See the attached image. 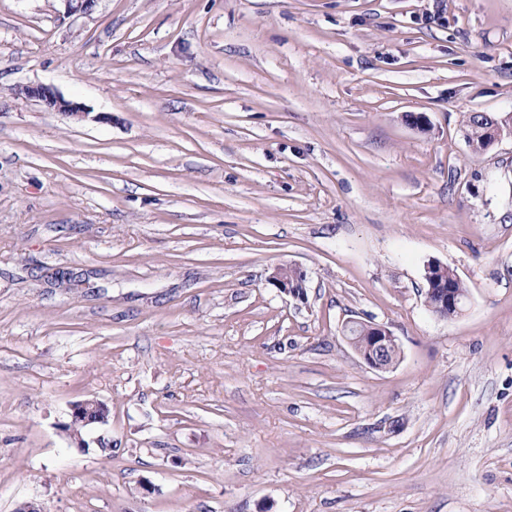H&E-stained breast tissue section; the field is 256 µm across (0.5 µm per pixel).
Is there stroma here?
I'll return each mask as SVG.
<instances>
[{"instance_id": "35a3bbf8", "label": "stroma", "mask_w": 512, "mask_h": 512, "mask_svg": "<svg viewBox=\"0 0 512 512\" xmlns=\"http://www.w3.org/2000/svg\"><path fill=\"white\" fill-rule=\"evenodd\" d=\"M474 113L512 115V0H0V512H512V135ZM17 91L18 94L24 95L27 98L39 100L50 110L62 112L76 118H83L87 115V112H84L79 104L65 99L50 86L43 84L26 85L18 88ZM490 118L500 120L503 117H495L484 113H474L471 114L466 121L468 141L476 150H485L488 147L485 138V127L488 119ZM507 122H510L512 126L511 115L502 119L503 126L498 121H492L487 132L489 145L501 139L504 127L507 129V132L510 133L511 126H508ZM430 267L433 269H441L439 270L441 273H443V270L446 271L448 269V281L446 282L445 279L433 277V275L430 273ZM426 271H429L427 277L429 278V284L431 287L430 292L435 293L437 296V307L440 310V317L446 319H452L456 317L461 313L466 304L468 289L465 283L459 277H457L453 269L441 263L430 264ZM434 286L436 288H434ZM458 292L465 297L461 296ZM426 303L429 307V310L438 316L439 311L436 309L435 299L431 296H428L427 293ZM270 280L284 293L294 296L300 294L303 280L301 278V271L294 266L276 267L270 276ZM344 332L345 338L350 344L357 343L359 334L365 339L363 348L357 349L356 353L370 368L378 371L391 368V365L387 362L386 354L397 339L390 330L381 325H370L353 320L345 325ZM400 357V347L395 344L390 350V363L395 364ZM108 421V409L98 399L89 398L78 401L72 407L71 420L69 423L63 424V431L78 442L81 441L79 429L88 426L103 425Z\"/></svg>"}]
</instances>
